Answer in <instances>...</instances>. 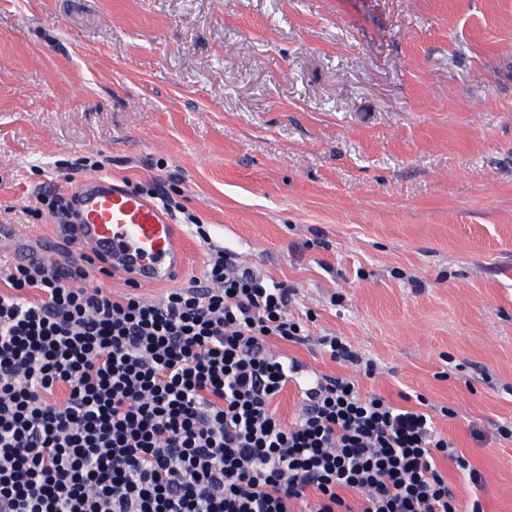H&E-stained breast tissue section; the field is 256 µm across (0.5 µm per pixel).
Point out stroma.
Masks as SVG:
<instances>
[{"instance_id": "obj_1", "label": "stroma", "mask_w": 512, "mask_h": 512, "mask_svg": "<svg viewBox=\"0 0 512 512\" xmlns=\"http://www.w3.org/2000/svg\"><path fill=\"white\" fill-rule=\"evenodd\" d=\"M165 192L296 291L313 374L423 396L512 512V0H0V225L77 254L38 195ZM343 337L374 377L315 343Z\"/></svg>"}]
</instances>
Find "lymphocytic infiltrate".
<instances>
[{
    "mask_svg": "<svg viewBox=\"0 0 512 512\" xmlns=\"http://www.w3.org/2000/svg\"><path fill=\"white\" fill-rule=\"evenodd\" d=\"M196 234L202 277L151 301L17 266L0 292V512H462L481 476L430 413L317 377L277 413L304 343L294 291Z\"/></svg>",
    "mask_w": 512,
    "mask_h": 512,
    "instance_id": "1",
    "label": "lymphocytic infiltrate"
}]
</instances>
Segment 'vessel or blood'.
I'll use <instances>...</instances> for the list:
<instances>
[{
	"label": "vessel or blood",
	"instance_id": "b4317fda",
	"mask_svg": "<svg viewBox=\"0 0 512 512\" xmlns=\"http://www.w3.org/2000/svg\"><path fill=\"white\" fill-rule=\"evenodd\" d=\"M77 250L107 258L111 269L140 286H158L187 263L185 240L155 199L100 176L83 179L72 195ZM0 250L24 264L41 253L18 246L14 228L0 226Z\"/></svg>",
	"mask_w": 512,
	"mask_h": 512
}]
</instances>
